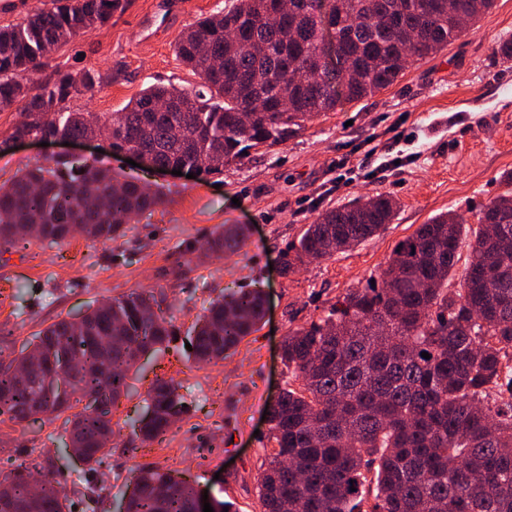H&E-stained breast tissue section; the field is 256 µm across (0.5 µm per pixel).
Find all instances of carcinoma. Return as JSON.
I'll return each mask as SVG.
<instances>
[{
    "instance_id": "carcinoma-1",
    "label": "carcinoma",
    "mask_w": 512,
    "mask_h": 512,
    "mask_svg": "<svg viewBox=\"0 0 512 512\" xmlns=\"http://www.w3.org/2000/svg\"><path fill=\"white\" fill-rule=\"evenodd\" d=\"M494 0H233L198 18L175 50L203 81L199 89L151 85L118 112L93 116L69 103L112 84L119 71H57L27 78L58 48L105 25L121 0H51L20 23L0 27V112L22 121L10 137L110 135L111 151H141L149 167L179 165L206 178L260 146L296 138L307 122L392 85L414 57L456 39ZM508 190L481 210L477 227L451 212L432 217L392 251L380 281L352 288L326 314L288 329L282 361L292 383L268 405V441L258 482L260 512H512V391L503 359L512 349V170ZM164 202L135 177L120 179L94 158L59 157L0 186V243L38 238L63 245L75 235L106 244L138 212ZM397 202L379 194L320 213L280 254L281 274L326 259L392 223ZM245 227L226 224L205 250L233 254ZM468 255L459 287L448 276ZM254 288L213 301L190 336L199 362L224 353L265 315ZM177 336L131 292L59 320L19 356L0 358V416L66 419L67 448L87 467L101 462L112 409L129 392L138 358ZM430 358L425 359L421 353ZM190 411L172 381L157 378L132 423L160 439ZM31 473L0 478L11 512H64L54 479L30 489ZM356 491H351V488ZM123 512H197L195 488L168 472L143 469Z\"/></svg>"
}]
</instances>
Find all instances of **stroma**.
Masks as SVG:
<instances>
[{
    "label": "stroma",
    "mask_w": 512,
    "mask_h": 512,
    "mask_svg": "<svg viewBox=\"0 0 512 512\" xmlns=\"http://www.w3.org/2000/svg\"><path fill=\"white\" fill-rule=\"evenodd\" d=\"M157 0H127L124 11L97 31L54 53L35 82L56 70H121L120 79L93 98L72 100L84 112H117L153 83L195 87L201 79L174 52L181 32L228 0H187L168 16ZM512 37V0H495L447 47L414 59L388 88L347 103L307 123L288 143L260 147L223 174L189 179L143 172L123 156L100 152L99 142L43 146L10 143L20 121L0 112V185L26 167L66 152L98 157L124 176L163 192L165 204L131 217L123 235L103 245L74 237L64 246L31 239L0 245V354L19 353L33 335L61 319L137 290L155 298L157 313L172 317L180 334L169 348L141 359L130 373L134 390L112 412L114 433L99 473L83 481V463L64 450L63 419L15 423L0 417V473L18 466L35 478L55 474L73 512H119L130 470L160 468L187 479L209 499L234 502L237 512H259L257 487L264 419L277 389L288 383L281 342L289 328L324 316L338 296L379 275L395 245L441 212L476 225L480 209L500 194L512 170V61L495 51ZM411 133L396 144L398 132ZM403 156L398 168L337 185L336 166L369 151ZM387 194L398 202L392 224L365 243L330 259L281 275L280 253L297 242L323 210L356 197ZM224 224H243L248 236L232 255L204 254L201 246ZM262 289L266 314L257 329L212 363L188 361L186 333L218 295ZM173 380L194 409L160 440L144 443L129 421L139 417L151 382Z\"/></svg>",
    "instance_id": "stroma-1"
}]
</instances>
